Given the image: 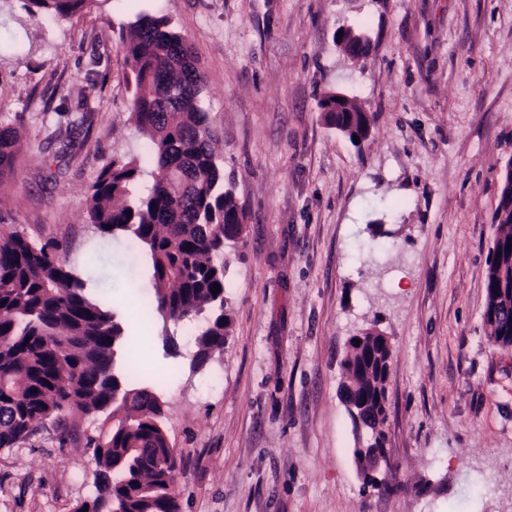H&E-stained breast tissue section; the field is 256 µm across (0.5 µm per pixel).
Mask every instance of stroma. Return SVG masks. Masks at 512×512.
<instances>
[{
	"label": "stroma",
	"mask_w": 512,
	"mask_h": 512,
	"mask_svg": "<svg viewBox=\"0 0 512 512\" xmlns=\"http://www.w3.org/2000/svg\"><path fill=\"white\" fill-rule=\"evenodd\" d=\"M0 0V120L21 131L0 232L56 243L134 333L181 460V512H512V349L484 322L492 214L512 159V0H92L69 16ZM140 12L195 49L224 180L246 211L225 248L233 331L141 330L143 272L88 221L113 157L152 163L124 41ZM364 31L348 58L338 30ZM338 91L373 113L367 141L328 127ZM398 201L389 216L376 198ZM383 220L386 234L370 224ZM377 326L392 359L391 471L365 484L339 386L349 339ZM75 412L0 449V512H73L95 492Z\"/></svg>",
	"instance_id": "35a3bbf8"
}]
</instances>
